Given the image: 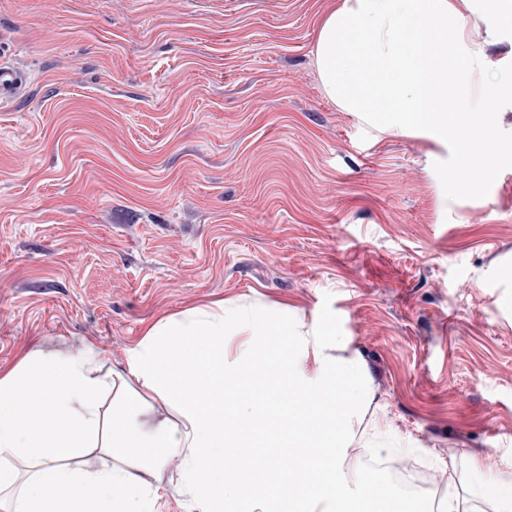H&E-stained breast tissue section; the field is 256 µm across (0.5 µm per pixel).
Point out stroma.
<instances>
[{"instance_id":"35a3bbf8","label":"stroma","mask_w":512,"mask_h":512,"mask_svg":"<svg viewBox=\"0 0 512 512\" xmlns=\"http://www.w3.org/2000/svg\"><path fill=\"white\" fill-rule=\"evenodd\" d=\"M331 2L0 0L31 75L0 108V368L87 341L120 371L159 317L284 306L361 358L355 443L512 462V101L488 164L341 110ZM466 26L512 69L511 23Z\"/></svg>"}]
</instances>
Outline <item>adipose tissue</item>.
I'll list each match as a JSON object with an SVG mask.
<instances>
[{"label": "adipose tissue", "instance_id": "1", "mask_svg": "<svg viewBox=\"0 0 512 512\" xmlns=\"http://www.w3.org/2000/svg\"><path fill=\"white\" fill-rule=\"evenodd\" d=\"M512 20V0H336L319 24L314 62L325 94L376 126L424 131L465 149L499 146L491 127L469 112L495 113L512 98V73L498 68L465 27L476 6ZM364 32L370 58L359 64L348 35ZM448 43L432 57L428 35ZM458 113L448 115L449 103ZM274 320L221 302L164 316L130 349L122 372H107V353L92 343L61 355L28 353L0 369V512H157L178 466L181 493L197 512L257 502L240 473L254 446L290 447L288 464L267 463L268 501L297 512L324 503L328 512H368L373 485H350L347 450L369 394L360 357L319 321L291 332L289 346L263 357ZM240 337L236 349L228 341ZM271 389L253 403L224 392L247 382ZM168 420L144 433L133 424L146 408ZM491 455L472 454L476 496L491 512H512V480Z\"/></svg>", "mask_w": 512, "mask_h": 512}]
</instances>
